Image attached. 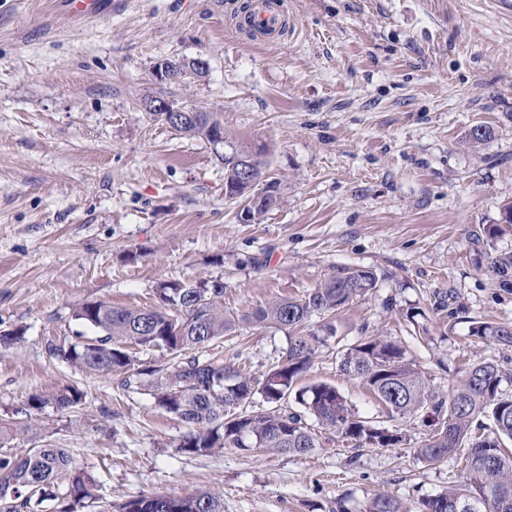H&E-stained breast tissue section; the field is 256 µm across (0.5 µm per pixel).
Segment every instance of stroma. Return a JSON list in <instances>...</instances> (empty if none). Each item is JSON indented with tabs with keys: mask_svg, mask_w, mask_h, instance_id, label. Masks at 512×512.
<instances>
[{
	"mask_svg": "<svg viewBox=\"0 0 512 512\" xmlns=\"http://www.w3.org/2000/svg\"><path fill=\"white\" fill-rule=\"evenodd\" d=\"M245 0H128L87 23L57 0H0V421L28 398L72 384L78 413L45 407L15 453L49 444L93 470L101 497L83 512L156 494L212 491L223 512H359L378 494L405 505L458 481V457L414 453L426 413L401 420L405 445L306 455L226 448L189 455L188 427L118 377H89L49 357L83 332L89 300L148 307L164 280L222 278L236 316L299 298L342 267L378 286L340 314L307 382H326L356 412L384 420L341 355L361 338L399 340L447 392L470 364L512 367V348L473 340L471 322L512 323V288L493 258L512 253V6L505 0H284L278 45L235 29ZM201 58L205 77L162 82L163 60ZM154 96L223 113L266 144L279 204L242 222L224 197L208 143L145 112ZM491 136L474 144V126ZM497 235H489L492 225ZM286 331L244 326L202 350L262 377ZM82 430H75V417Z\"/></svg>",
	"mask_w": 512,
	"mask_h": 512,
	"instance_id": "35a3bbf8",
	"label": "stroma"
}]
</instances>
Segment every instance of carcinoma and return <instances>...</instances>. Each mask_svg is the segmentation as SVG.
Segmentation results:
<instances>
[{"instance_id": "1", "label": "carcinoma", "mask_w": 512, "mask_h": 512, "mask_svg": "<svg viewBox=\"0 0 512 512\" xmlns=\"http://www.w3.org/2000/svg\"><path fill=\"white\" fill-rule=\"evenodd\" d=\"M224 129L219 112L196 113V118L175 127L178 133L211 141L212 132ZM267 147L238 141L224 135V148L213 152L224 167V183L235 186L230 199L242 203L254 197V187L235 185L239 165L236 155ZM272 194L249 208L256 220L280 202L277 183ZM491 271L500 285L512 278V254L495 257ZM377 288L371 270L343 267L319 287L301 298L276 299L241 317L224 312V281H164L156 288L151 307H116L95 300L73 312L75 320L92 335L78 334L67 345L48 344L51 358L65 361L86 375L121 376L125 390H147L156 405L187 424L190 432L179 444L181 451L205 455L214 450L237 448L249 453L256 448L305 455L321 447L312 417L321 428L352 448H394L404 438L399 428L359 416L336 387L326 382L294 389L298 378L312 366L320 347L336 335L335 315L353 300ZM317 328H304L313 317ZM274 325L288 332V351L261 380L233 364L201 359L197 352L234 334L240 325ZM471 336L512 347V324L474 322ZM159 350L175 361L141 360L131 349ZM339 369L366 387L391 420L413 416L429 408L437 417L433 432L415 449L417 457L433 466L465 446L467 454L461 480L441 493L423 498L416 512H512V395L501 389L512 381V369L485 361L468 367L455 380L448 394L432 390L430 380L406 357L397 340L368 336L341 356ZM266 407L250 410L255 394ZM293 404L283 408L285 395ZM85 393L75 385L50 395L28 398L25 414L52 404L60 411L83 405ZM493 420L492 434H477L480 418ZM33 431L31 422L0 424V512H32L49 501L54 512H79L85 502L98 499L99 484L94 474L73 466L69 452L51 445L27 449L16 457L7 448L11 442ZM67 480L62 488L59 480ZM116 512H221L220 496L199 491L187 496L156 495L128 500ZM363 512H411L399 500L377 494Z\"/></svg>"}]
</instances>
